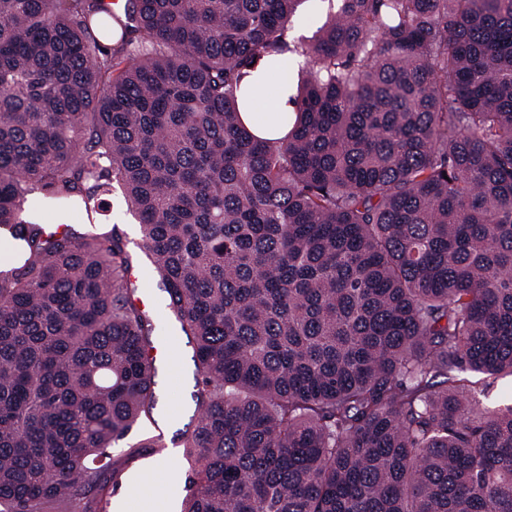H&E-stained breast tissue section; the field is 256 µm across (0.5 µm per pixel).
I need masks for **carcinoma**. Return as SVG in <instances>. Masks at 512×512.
<instances>
[{"label": "carcinoma", "instance_id": "1", "mask_svg": "<svg viewBox=\"0 0 512 512\" xmlns=\"http://www.w3.org/2000/svg\"><path fill=\"white\" fill-rule=\"evenodd\" d=\"M0 0V512H105L155 404L121 186L193 343L182 512H512V0ZM302 66L288 134L240 117ZM27 225L26 236L4 233ZM250 88L248 103L250 99L257 95L258 105L261 104L268 112L273 115L268 124L257 127V131L249 129L259 138L268 141H276L284 132V124L288 120V112L293 109V105L288 101V92L283 90L281 95L277 93L269 94L267 85L271 83H285L288 85L287 74L272 75L263 61L252 71L249 77Z\"/></svg>", "mask_w": 512, "mask_h": 512}]
</instances>
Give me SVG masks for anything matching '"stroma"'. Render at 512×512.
<instances>
[{"instance_id":"stroma-1","label":"stroma","mask_w":512,"mask_h":512,"mask_svg":"<svg viewBox=\"0 0 512 512\" xmlns=\"http://www.w3.org/2000/svg\"><path fill=\"white\" fill-rule=\"evenodd\" d=\"M96 221L116 226L125 236L127 249L134 260L132 271L138 276V290L148 294L147 307L157 333L165 335L170 319L164 308V294L156 284L142 278L145 256L140 249L139 223L128 210L120 189H113ZM176 341L175 356L157 360L156 408L112 450V462L117 472L114 492L127 494L129 512H139L140 502L162 501L169 472H177L183 478L188 475V464L176 431L189 423L193 415L190 400L194 385L193 350L185 336H177ZM154 460L160 461V468L147 470V463Z\"/></svg>"}]
</instances>
